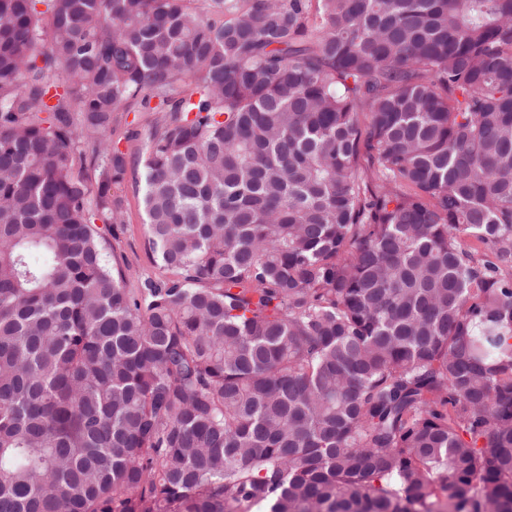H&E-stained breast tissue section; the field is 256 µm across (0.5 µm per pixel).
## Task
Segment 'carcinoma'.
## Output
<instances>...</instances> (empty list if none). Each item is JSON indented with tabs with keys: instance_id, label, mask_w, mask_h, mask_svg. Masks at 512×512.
Here are the masks:
<instances>
[{
	"instance_id": "1",
	"label": "carcinoma",
	"mask_w": 512,
	"mask_h": 512,
	"mask_svg": "<svg viewBox=\"0 0 512 512\" xmlns=\"http://www.w3.org/2000/svg\"><path fill=\"white\" fill-rule=\"evenodd\" d=\"M207 2L0 0V512H512V0ZM122 128L120 149L127 153L128 168L124 186L125 224H117L114 235H108L105 256L109 264H119L126 273L127 288H143L147 281L160 282L172 278L173 273L156 262L146 249L147 225L144 224L143 207V165L136 154L137 141L124 139V132L139 131L141 127L131 125Z\"/></svg>"
}]
</instances>
